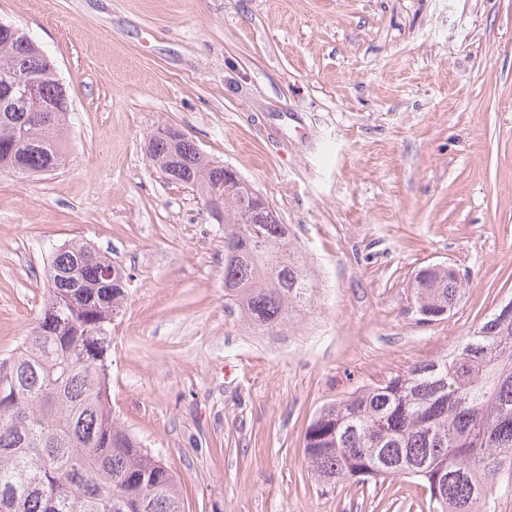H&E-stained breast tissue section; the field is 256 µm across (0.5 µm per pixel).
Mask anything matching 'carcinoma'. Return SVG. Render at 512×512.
<instances>
[{
    "label": "carcinoma",
    "mask_w": 512,
    "mask_h": 512,
    "mask_svg": "<svg viewBox=\"0 0 512 512\" xmlns=\"http://www.w3.org/2000/svg\"><path fill=\"white\" fill-rule=\"evenodd\" d=\"M3 66L45 73L46 110H0V170L63 165L69 105L48 61L0 31ZM147 155L175 183L201 193L224 186V166L171 126L151 135ZM127 287L125 272L86 243L53 253L39 318L0 360V512H185L176 475L112 416V324ZM413 288L414 301L438 313L461 291L442 267L418 273ZM313 295L286 225L246 191L224 196L230 314L280 336ZM304 455L325 486L414 478L429 490V512H492L495 495L512 492V300L445 354L323 409Z\"/></svg>",
    "instance_id": "cac0c4a2"
}]
</instances>
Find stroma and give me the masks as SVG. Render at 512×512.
Here are the masks:
<instances>
[{
    "mask_svg": "<svg viewBox=\"0 0 512 512\" xmlns=\"http://www.w3.org/2000/svg\"><path fill=\"white\" fill-rule=\"evenodd\" d=\"M69 98L67 162L0 174V358L80 240L130 278L112 412L186 512H428L421 482L319 485L320 410L404 374L512 298V0H0ZM180 129L269 203L310 306L280 342L224 308V227L146 148ZM459 304L411 310L427 266Z\"/></svg>",
    "mask_w": 512,
    "mask_h": 512,
    "instance_id": "stroma-1",
    "label": "stroma"
}]
</instances>
